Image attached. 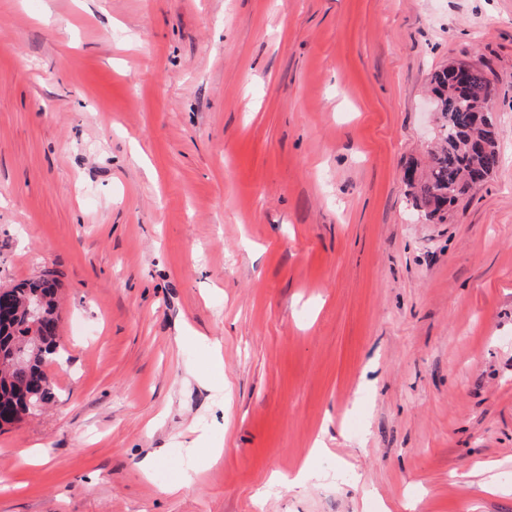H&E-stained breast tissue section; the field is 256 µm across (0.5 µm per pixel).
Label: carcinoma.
<instances>
[{
    "label": "carcinoma",
    "mask_w": 512,
    "mask_h": 512,
    "mask_svg": "<svg viewBox=\"0 0 512 512\" xmlns=\"http://www.w3.org/2000/svg\"><path fill=\"white\" fill-rule=\"evenodd\" d=\"M431 92L438 114V146L429 152L425 173L410 181L413 206L430 220L443 221L448 210L499 167L497 123L491 107L492 89L484 71L471 65H451L432 78ZM59 279L51 272L9 289L14 318L0 319V402L15 421L48 402L53 390L49 367L62 359ZM41 305L37 334L29 336L25 303Z\"/></svg>",
    "instance_id": "1"
}]
</instances>
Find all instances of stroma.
<instances>
[{
    "label": "stroma",
    "instance_id": "stroma-1",
    "mask_svg": "<svg viewBox=\"0 0 512 512\" xmlns=\"http://www.w3.org/2000/svg\"><path fill=\"white\" fill-rule=\"evenodd\" d=\"M451 63L502 160L432 224ZM47 271L0 512H512V0H0V289Z\"/></svg>",
    "mask_w": 512,
    "mask_h": 512
}]
</instances>
